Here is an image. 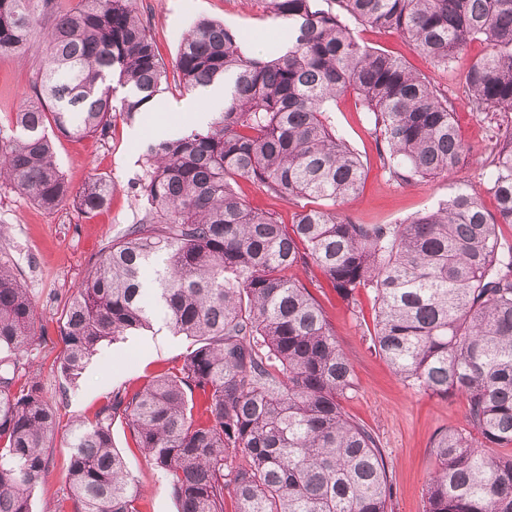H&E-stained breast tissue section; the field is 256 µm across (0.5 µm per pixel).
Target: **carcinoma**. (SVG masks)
Returning a JSON list of instances; mask_svg holds the SVG:
<instances>
[{
  "instance_id": "1",
  "label": "carcinoma",
  "mask_w": 512,
  "mask_h": 512,
  "mask_svg": "<svg viewBox=\"0 0 512 512\" xmlns=\"http://www.w3.org/2000/svg\"><path fill=\"white\" fill-rule=\"evenodd\" d=\"M260 0L283 26L254 38L215 20L182 37L172 68L188 92L224 86L208 126L149 142L137 223L103 249L69 301L60 373L75 383L101 344L157 316L193 340L182 359L93 417L68 424L69 505L55 512H142L144 495L112 444L120 418L179 512H388L391 483L376 437L349 418L352 365L306 285L288 270L320 267L350 304L376 305L373 347L411 389L466 401L463 430L433 438L425 512H512V120L498 125L486 186L460 187L402 224H357L336 209L363 165L336 134L327 104L354 92L372 115L383 166L411 184L454 176L469 147L447 97L401 59L368 49L361 22L398 33L446 67L468 43L487 53L463 75L475 112H512V0ZM36 98L0 128V183L44 210L73 202L92 217L112 185L72 188L48 129L104 139L112 112L148 117L167 88L132 0H0V55L23 54L43 18ZM124 90L113 105L115 88ZM247 180L285 201L293 224L252 208ZM37 313L21 274L0 258V512H31L46 476L58 408L22 382Z\"/></svg>"
}]
</instances>
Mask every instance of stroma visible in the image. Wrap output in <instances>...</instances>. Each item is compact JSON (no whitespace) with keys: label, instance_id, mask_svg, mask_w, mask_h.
I'll return each instance as SVG.
<instances>
[{"label":"stroma","instance_id":"35a3bbf8","mask_svg":"<svg viewBox=\"0 0 512 512\" xmlns=\"http://www.w3.org/2000/svg\"><path fill=\"white\" fill-rule=\"evenodd\" d=\"M133 5L145 21L161 59L168 64L177 54L182 34L203 18L257 35L279 32L252 0H133ZM353 32L362 45L403 59L448 97L460 136L471 152L456 179L437 177L412 185L397 183L381 165L369 112L356 94L338 98L330 105V117L364 166L362 190L342 206V213L359 224H399L446 199L456 181L480 191L487 210H495L496 201L486 190V159L499 117L473 111L461 84L462 75L486 53L485 43L471 42L444 69L396 33L365 24L354 25ZM40 50L36 43L25 54L0 56V126L7 125L11 114L33 96ZM190 97L173 76L163 95L166 110L156 126L118 116L105 140L56 135V159L73 188H80L93 176L104 177L112 184L108 208L95 216H86L69 203L47 211L14 190L0 187V258L21 272L34 299L39 340L30 356L36 379L47 400L57 407L62 422L93 416L113 391L139 387L146 376L180 360L190 346L186 337L173 335L158 319L150 330L103 343L77 385L66 383L59 371L62 311L112 237L141 218V204L131 186L142 173L144 146L151 135L185 128L178 105ZM291 275L305 283L323 304L353 366L358 389L344 400L343 407L378 438L391 482L390 512H425L423 489L436 463L432 440L441 429L466 427L463 400L417 392L401 382L371 344L375 304L370 293L359 291L357 304L351 307L316 266H297ZM112 438L144 492L145 512H178L177 501L152 462L134 448L124 421L114 422ZM53 446L48 474L31 494L32 512H53L57 501L68 492L65 467L70 450L66 434L58 433Z\"/></svg>","mask_w":512,"mask_h":512}]
</instances>
